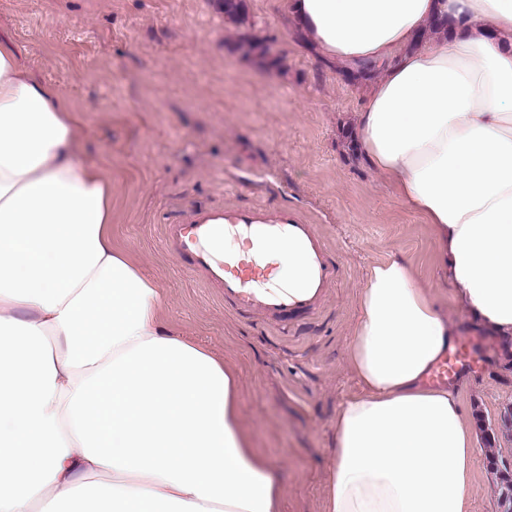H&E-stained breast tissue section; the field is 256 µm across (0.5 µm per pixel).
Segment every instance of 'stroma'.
<instances>
[{
	"instance_id": "obj_1",
	"label": "stroma",
	"mask_w": 512,
	"mask_h": 512,
	"mask_svg": "<svg viewBox=\"0 0 512 512\" xmlns=\"http://www.w3.org/2000/svg\"><path fill=\"white\" fill-rule=\"evenodd\" d=\"M0 0V36L77 112L82 159L112 181V242L162 289L164 319L238 379L241 429L278 466L281 512H324L336 410L359 389L346 362L370 266L407 259L473 359L453 378L478 440L471 512H495L512 472V341L487 336L438 268L431 225L348 136L362 92L306 45L280 0ZM288 209L325 238L336 280L289 333L241 319L184 267L164 224L214 207Z\"/></svg>"
}]
</instances>
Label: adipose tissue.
<instances>
[{"label":"adipose tissue","mask_w":512,"mask_h":512,"mask_svg":"<svg viewBox=\"0 0 512 512\" xmlns=\"http://www.w3.org/2000/svg\"><path fill=\"white\" fill-rule=\"evenodd\" d=\"M282 6L347 72L381 67L354 145L431 224L453 295L512 340V0ZM440 16L447 32L425 37ZM82 150L68 98L0 38V512L90 479L104 512H279L234 375L163 321L157 283L112 243V182ZM458 336L406 261L371 266L326 512H468L475 433L456 389L426 382Z\"/></svg>","instance_id":"adipose-tissue-1"}]
</instances>
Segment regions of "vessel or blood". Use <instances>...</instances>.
<instances>
[{
	"label": "vessel or blood",
	"instance_id": "vessel-or-blood-1",
	"mask_svg": "<svg viewBox=\"0 0 512 512\" xmlns=\"http://www.w3.org/2000/svg\"><path fill=\"white\" fill-rule=\"evenodd\" d=\"M168 246L201 271L239 316L258 315L287 330L288 319L314 311L336 278L326 245L313 225L289 223L287 210L268 215L257 209L217 207L165 227ZM287 246L304 262L293 288L274 285L273 265L253 253L257 247Z\"/></svg>",
	"mask_w": 512,
	"mask_h": 512
}]
</instances>
